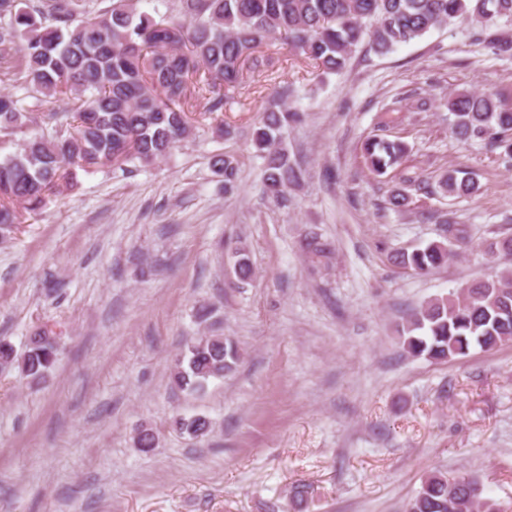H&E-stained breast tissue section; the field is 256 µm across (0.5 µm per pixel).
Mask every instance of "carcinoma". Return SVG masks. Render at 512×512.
I'll return each mask as SVG.
<instances>
[{"label":"carcinoma","mask_w":512,"mask_h":512,"mask_svg":"<svg viewBox=\"0 0 512 512\" xmlns=\"http://www.w3.org/2000/svg\"><path fill=\"white\" fill-rule=\"evenodd\" d=\"M87 0H0V45L22 38L17 66L38 102L67 101L71 122L50 134L25 138L14 153L0 156V239L21 223L17 206L35 214L47 199L72 186L73 169L95 172L112 165H149L170 154L191 134L192 96L207 100L209 111L224 108V90L257 67L256 49L279 39L302 51L328 73L343 71L353 48L368 37L371 49L386 54L432 29L461 18L476 26L499 19L512 22V0H169L170 9L189 18H159L139 9L140 0H112L92 12ZM451 133L481 138L512 153V101L471 92L448 97ZM288 110H267L251 130V142L264 159L266 193L286 197L300 180L283 130ZM31 122L8 93H0V133H19ZM371 171L381 175L404 156L397 141L369 139L363 145ZM224 177V192L238 187V164L231 155L211 159ZM448 196H471L476 181L451 171L438 182ZM398 263L427 273L448 261V247L431 243L396 256ZM512 272L479 279L424 302L406 320L400 339L413 358L464 357L478 347L492 350L512 338ZM54 338L40 330L19 354L0 339V366H18L41 381L54 366ZM237 347L220 336H202L187 346L171 382L182 390L203 387L233 371ZM175 428L195 438L209 433L204 417L176 418ZM406 512H503L481 496L476 480L428 475Z\"/></svg>","instance_id":"obj_1"}]
</instances>
